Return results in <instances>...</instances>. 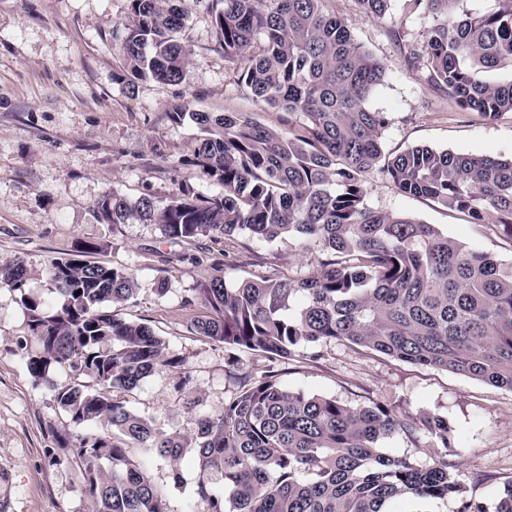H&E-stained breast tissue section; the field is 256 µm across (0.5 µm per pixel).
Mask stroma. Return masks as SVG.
Segmentation results:
<instances>
[{"mask_svg": "<svg viewBox=\"0 0 512 512\" xmlns=\"http://www.w3.org/2000/svg\"><path fill=\"white\" fill-rule=\"evenodd\" d=\"M211 0H187L184 38L192 50L180 83L147 80L135 90L114 82L122 58L114 27L128 23L126 0H0V266L22 262L28 287L46 293L52 259L73 254L79 242L105 247L96 261L126 268L135 297L116 305L120 317L148 325L190 377L156 370L140 389L121 393L134 413L168 432L194 433L201 415L223 410L239 377L273 370L288 388L352 406L384 404L447 418L448 461L464 495L494 506L512 480V391L450 371L401 362L345 341L318 347L317 357L268 358L230 351L194 331L205 310L197 285L221 271L229 282L247 277H298L318 267L319 250L296 240L268 242L244 234L211 242H169L158 225L138 219L118 227L98 223L95 201L114 192L128 201L165 199L188 185L205 193L220 187L186 157L200 131L176 125L170 110L242 112L277 128L283 113L257 100L238 81V62L226 59L211 25ZM355 38L384 62L387 75L369 105L387 113L385 153L426 145L474 155L512 157V113L494 120L460 109L428 80L424 63L408 64L430 25L392 0L386 15L361 17L355 0H327ZM366 203L406 214L466 249L512 266V239L492 224L434 202L401 194L379 173L365 180ZM166 293H159V286ZM38 348L16 292L0 284V512H90L84 471L70 456L49 461L48 448L71 423L57 406V370L35 382L26 368ZM134 454L165 496L170 512H208L194 489L192 454L174 463L142 448Z\"/></svg>", "mask_w": 512, "mask_h": 512, "instance_id": "35a3bbf8", "label": "stroma"}]
</instances>
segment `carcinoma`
I'll return each instance as SVG.
<instances>
[{"label": "carcinoma", "mask_w": 512, "mask_h": 512, "mask_svg": "<svg viewBox=\"0 0 512 512\" xmlns=\"http://www.w3.org/2000/svg\"><path fill=\"white\" fill-rule=\"evenodd\" d=\"M132 19L112 30L124 60L114 80L176 84L191 56L183 38L185 0H127ZM326 0H212L211 25L224 58L240 62L239 81L261 102L286 111L270 128L244 113L176 109L170 120L201 131L187 163L222 187L185 186L165 201L135 202L106 192L94 204L100 224L135 214L164 237L191 243L235 233L274 241L296 236L325 258L298 278L220 273L199 284L208 315L197 331L231 350L290 358L311 344L347 341L396 360L465 375L512 391V271L467 250L434 225L377 211L365 178L377 171L405 195L425 197L498 224L512 237V159L428 146L383 150L388 116L369 107L385 65L325 9ZM362 17L384 16L391 0H356ZM432 24L407 63H426L428 79L459 108L495 119L512 113V79L486 73L512 67V0L457 11L459 0H405ZM103 244L51 262L49 295L28 291L20 263L0 267V283L20 297L39 345L26 367L36 381L58 368L73 380L52 386L57 406L88 430L57 437L84 470L93 512H169L163 494L132 453L145 448L173 462L194 449L195 494L210 512H386L397 497L459 502L458 512H488L463 495L444 456L429 465L392 457L381 443L401 432L427 434L449 448L448 421L376 404L351 406L289 389L272 375H243L224 409L197 422L189 438L166 433L112 395L133 391L157 369L182 360L143 323L108 309L136 292L124 268L89 260ZM224 482L228 497L214 493Z\"/></svg>", "instance_id": "1"}]
</instances>
